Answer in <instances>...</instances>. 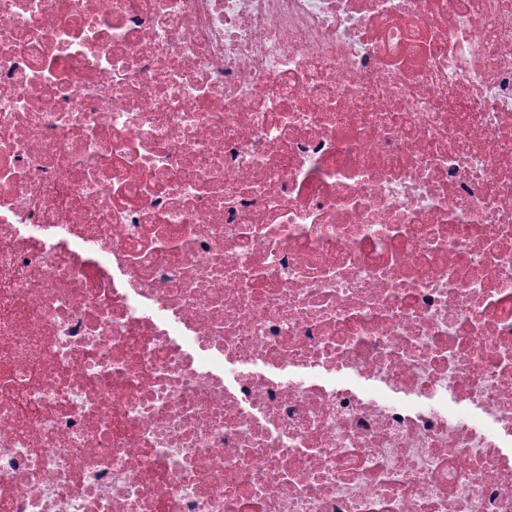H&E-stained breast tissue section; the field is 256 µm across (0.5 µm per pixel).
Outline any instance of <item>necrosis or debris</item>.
<instances>
[{
    "label": "necrosis or debris",
    "mask_w": 512,
    "mask_h": 512,
    "mask_svg": "<svg viewBox=\"0 0 512 512\" xmlns=\"http://www.w3.org/2000/svg\"><path fill=\"white\" fill-rule=\"evenodd\" d=\"M0 512H512V0H0Z\"/></svg>",
    "instance_id": "4bbe7bcc"
}]
</instances>
